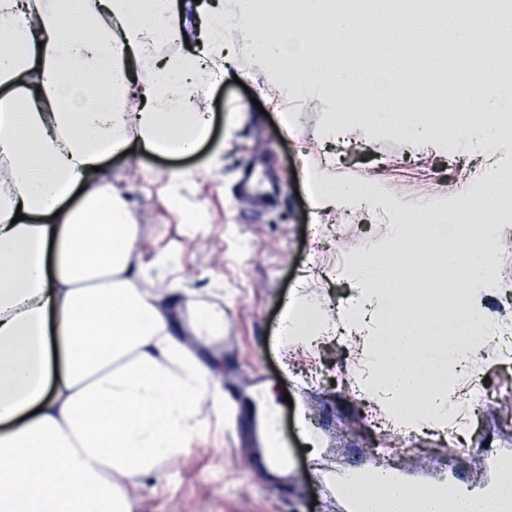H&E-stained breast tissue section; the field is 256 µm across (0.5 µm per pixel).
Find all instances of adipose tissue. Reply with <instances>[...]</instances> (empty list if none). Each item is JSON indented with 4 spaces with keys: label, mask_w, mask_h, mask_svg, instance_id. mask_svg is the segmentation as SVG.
Listing matches in <instances>:
<instances>
[{
    "label": "adipose tissue",
    "mask_w": 512,
    "mask_h": 512,
    "mask_svg": "<svg viewBox=\"0 0 512 512\" xmlns=\"http://www.w3.org/2000/svg\"><path fill=\"white\" fill-rule=\"evenodd\" d=\"M174 0H0V512H132L130 492L184 458L218 403L219 373L197 354L223 333L224 314H184L192 295L176 268L135 255L136 224L104 161L132 144L166 155L194 153L208 123L189 110L206 96L236 40L259 61L288 64L302 47L287 29L254 43L246 0L208 13L203 50L152 60L151 33L180 35ZM489 61L471 95L483 119L467 130L480 151L512 140L500 101L512 103ZM375 68L340 65L336 85L355 110L344 132L368 122L397 125L412 141L439 146L423 112L387 111ZM22 221H15V214ZM434 268L479 282L492 239L466 224H399ZM454 237V248L439 241ZM358 271L361 306L343 332L359 334L366 373L360 395L413 433L446 432L453 419L448 362L475 369L482 349L449 329L448 296L426 279L403 287L398 249L381 243ZM348 494L361 512H507L496 497L431 484H396L382 498Z\"/></svg>",
    "instance_id": "1"
}]
</instances>
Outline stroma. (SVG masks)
I'll list each match as a JSON object with an SVG mask.
<instances>
[{
    "instance_id": "obj_1",
    "label": "stroma",
    "mask_w": 512,
    "mask_h": 512,
    "mask_svg": "<svg viewBox=\"0 0 512 512\" xmlns=\"http://www.w3.org/2000/svg\"><path fill=\"white\" fill-rule=\"evenodd\" d=\"M278 23L308 37L323 68L334 57L322 38L321 15L297 9ZM261 66L240 47L230 74L204 102L208 142L193 156L172 159L138 151L107 163L114 186L138 224L135 253L141 260L166 253L195 290L201 306L223 311L219 355L224 404L209 415L222 431L194 442L184 460L165 463L161 479L138 491L134 512H345L321 473L365 470L379 464L378 449L397 447V435L374 432L355 395L352 348L328 342L307 358L281 344V304L295 288L340 308L352 304L358 283L336 268L365 239L381 241L392 229L389 207L416 197L450 208L473 176L487 171L485 157L448 131L445 151L418 149L395 130L367 125L354 141L326 137L329 82L310 95L278 93L256 107ZM322 170L326 181L375 194L371 213L344 204L321 209L305 170ZM347 225L335 239L331 225ZM500 246L492 282L482 295L484 313L512 322V223L497 228ZM270 392L292 469L273 479L262 451L247 438L249 401L255 389ZM451 393L472 433L452 442L424 436L394 469L419 482L447 473L464 482L487 479L485 457L512 448V356L490 346L476 373L459 378ZM317 426L323 448L311 460L297 426L299 412Z\"/></svg>"
}]
</instances>
